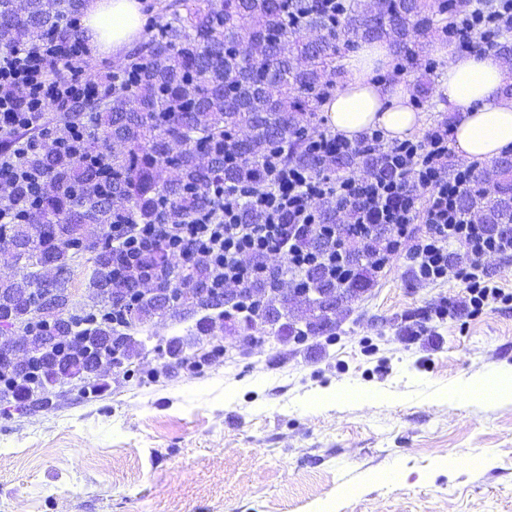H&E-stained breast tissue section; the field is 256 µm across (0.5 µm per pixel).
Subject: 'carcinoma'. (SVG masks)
Returning a JSON list of instances; mask_svg holds the SVG:
<instances>
[{
	"label": "carcinoma",
	"instance_id": "1",
	"mask_svg": "<svg viewBox=\"0 0 512 512\" xmlns=\"http://www.w3.org/2000/svg\"><path fill=\"white\" fill-rule=\"evenodd\" d=\"M86 0H0V39L12 47L49 33L77 39L76 30L58 28L59 18L84 11ZM157 32L128 51L124 73L132 76L121 93L107 92L67 113L78 121L95 113L96 129L85 152L117 146L108 156L112 188L98 192L97 173L77 159L47 150L25 161L28 171L57 184L41 198V224H0V242L11 245L14 272L0 276V335L25 327L31 335L23 352L27 368L0 360V402L24 409L47 402L51 376L40 357L43 336L54 340L55 360L65 375L83 379L81 396L100 391L98 357L122 363L144 346L133 327L177 308L219 310L196 328L210 335L224 327V299L208 287L204 268L176 269L165 248L142 261L154 288H203L205 293L175 295L166 305L144 299L136 282L118 277L124 256L112 247V225L135 216L141 224L188 222L210 205L216 184L243 185L265 178L271 154L315 174L324 171L307 144L319 133L318 111L344 73V54L336 29L350 36L346 49L361 41L385 40L400 64L414 66L423 39L445 31L457 12L450 0H347L336 14L320 0H158ZM163 167L179 171L160 180ZM379 167L369 154L336 155L329 170ZM488 185L460 198L463 208L478 207L491 232L512 224V165L494 160ZM86 260V288L98 311L73 313L68 289L72 266ZM366 285L356 276L338 285L311 268L305 290L283 292L280 304L301 309L305 328L281 321L283 314L264 303V286L244 289L251 304L243 311L248 336H309L336 330L339 304L352 301ZM319 291L315 300L306 289Z\"/></svg>",
	"mask_w": 512,
	"mask_h": 512
}]
</instances>
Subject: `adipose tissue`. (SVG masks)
Instances as JSON below:
<instances>
[{
  "label": "adipose tissue",
  "mask_w": 512,
  "mask_h": 512,
  "mask_svg": "<svg viewBox=\"0 0 512 512\" xmlns=\"http://www.w3.org/2000/svg\"><path fill=\"white\" fill-rule=\"evenodd\" d=\"M83 25L99 52L122 56L141 32L139 0H89ZM443 54L448 65L439 91L449 111L460 115L455 149L466 159L491 161L512 144V100L502 94L512 74L493 52L461 54L447 48ZM391 57L388 44L375 41L347 60L345 78L321 107L334 132L354 139L378 129L387 138L403 139L421 127L423 118L412 106V88L403 82L384 85L374 79L375 68Z\"/></svg>",
  "instance_id": "obj_1"
}]
</instances>
